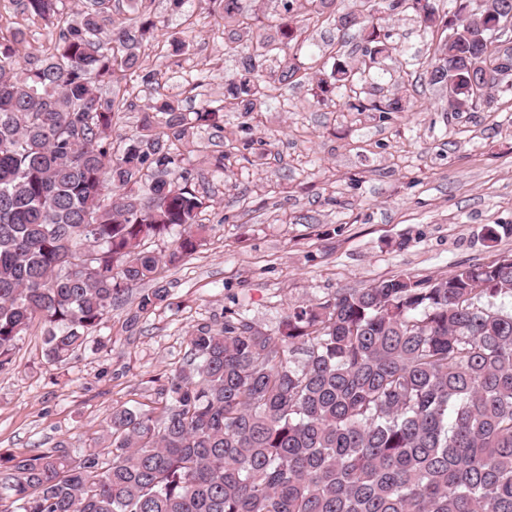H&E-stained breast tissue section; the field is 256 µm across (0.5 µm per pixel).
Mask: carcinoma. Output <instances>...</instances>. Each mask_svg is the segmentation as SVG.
Masks as SVG:
<instances>
[{
	"label": "carcinoma",
	"mask_w": 512,
	"mask_h": 512,
	"mask_svg": "<svg viewBox=\"0 0 512 512\" xmlns=\"http://www.w3.org/2000/svg\"><path fill=\"white\" fill-rule=\"evenodd\" d=\"M344 25L363 24L365 55L387 50L376 16L406 0H305L311 18L336 2ZM32 25L57 29L23 76L18 39L0 30V368L23 332L45 327L44 354L70 356L108 321L112 303L140 284L135 316L168 300L162 273L184 264L208 226L205 196L181 173L189 122L165 85L140 69L157 29L147 0L112 17L89 0L69 18L63 0H17ZM435 0H412L447 36L427 71L473 111L512 72L500 73L498 30L461 35ZM484 23L512 19V0H484ZM224 51L240 57L224 103L195 113L253 112L300 71L268 62L294 30L260 33L243 0H223ZM250 44L240 46V38ZM141 78L161 100L115 148ZM334 87L354 112H399L401 98L361 96L365 72L340 67ZM155 253L144 242L173 230ZM512 260L462 264L445 277L393 275L288 310L274 334L234 311L188 338L190 359L159 388L157 406L112 411L95 449L13 457L0 470V512H512Z\"/></svg>",
	"instance_id": "1"
}]
</instances>
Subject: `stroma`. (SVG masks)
I'll list each match as a JSON object with an SVG mask.
<instances>
[{"label": "stroma", "mask_w": 512, "mask_h": 512, "mask_svg": "<svg viewBox=\"0 0 512 512\" xmlns=\"http://www.w3.org/2000/svg\"><path fill=\"white\" fill-rule=\"evenodd\" d=\"M250 6L264 35L276 36L284 17L300 29L287 56L301 68L298 82L273 90L256 111L225 112L223 130L194 129L182 171L206 198L200 219L209 230L185 265L167 271L169 303L128 331L135 297H122L99 341L64 365L46 360L41 326L23 335L0 370V454L36 455L60 443L88 449L113 408L154 404L161 377L185 365L190 334L220 327L228 311H245L270 333L309 300L512 253V235L485 238L487 226L512 224V88H499L494 108L449 111L447 94L425 77L445 34L425 29L407 6L383 14L392 49L367 77L386 88L405 70L398 94L406 111L352 112L343 90L323 92L321 81L335 66L361 64L360 26L341 28L331 9L309 20L304 0L288 14L280 0ZM150 11L170 39L144 43V70L200 83L199 93L180 95L184 114L222 99L236 61L224 52L213 7L152 0ZM0 27L21 31L23 64L52 39L51 28L28 25L14 0H0ZM328 45L334 55L319 57ZM240 138L250 150L216 171L215 157Z\"/></svg>", "instance_id": "35a3bbf8"}]
</instances>
